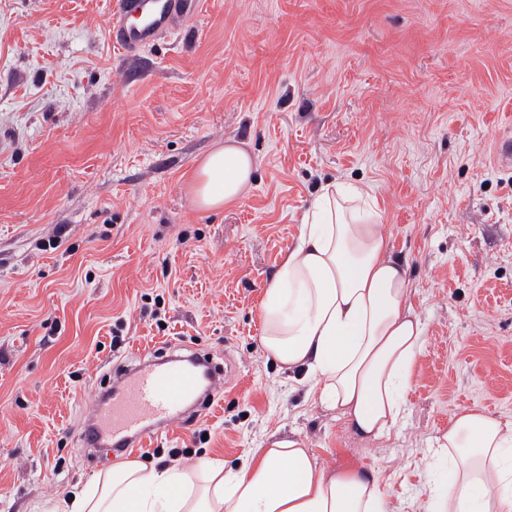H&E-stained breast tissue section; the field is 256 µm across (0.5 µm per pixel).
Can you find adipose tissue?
Masks as SVG:
<instances>
[{
  "label": "adipose tissue",
  "mask_w": 512,
  "mask_h": 512,
  "mask_svg": "<svg viewBox=\"0 0 512 512\" xmlns=\"http://www.w3.org/2000/svg\"><path fill=\"white\" fill-rule=\"evenodd\" d=\"M251 156L217 146L189 190L220 210L252 188ZM260 303L266 354L359 436L378 439L404 421L405 394L424 343L409 280L380 215L351 184L322 187L301 219ZM451 476L424 512H512V425L468 410L442 436ZM64 512H386L373 467L319 468L301 441H271L238 468L203 459L196 477L141 461L116 465L68 491Z\"/></svg>",
  "instance_id": "1"
}]
</instances>
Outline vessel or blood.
Instances as JSON below:
<instances>
[{
    "mask_svg": "<svg viewBox=\"0 0 512 512\" xmlns=\"http://www.w3.org/2000/svg\"><path fill=\"white\" fill-rule=\"evenodd\" d=\"M197 5L198 0H114L109 37L124 54H134L179 27ZM217 384L216 373L201 359L186 365L139 360L96 399L79 433L81 443L117 454L143 446L181 418L201 388Z\"/></svg>",
    "mask_w": 512,
    "mask_h": 512,
    "instance_id": "obj_1",
    "label": "vessel or blood"
}]
</instances>
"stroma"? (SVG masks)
<instances>
[{
	"label": "stroma",
	"mask_w": 512,
	"mask_h": 512,
	"mask_svg": "<svg viewBox=\"0 0 512 512\" xmlns=\"http://www.w3.org/2000/svg\"><path fill=\"white\" fill-rule=\"evenodd\" d=\"M111 10L0 0V512L128 461L191 475L288 437L325 470L373 466L387 512H422L452 416L512 421V0H200L134 56ZM227 140L253 188L200 209L191 177ZM333 182L374 198L426 328L406 420L378 440L261 343L263 292ZM186 349L227 372L213 404L79 456L113 365Z\"/></svg>",
	"instance_id": "stroma-1"
}]
</instances>
